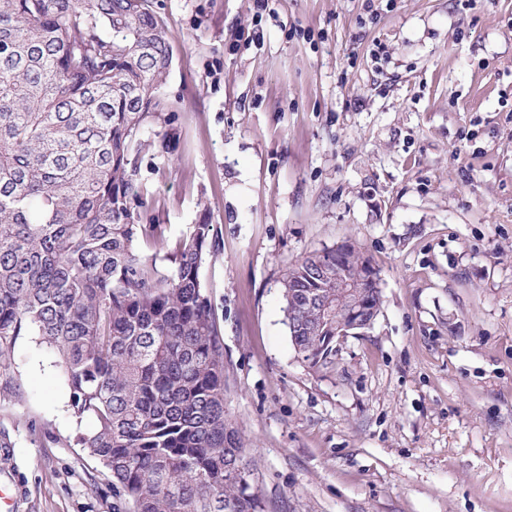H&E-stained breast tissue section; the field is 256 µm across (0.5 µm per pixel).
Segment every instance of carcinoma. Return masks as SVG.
Segmentation results:
<instances>
[{"label":"carcinoma","mask_w":512,"mask_h":512,"mask_svg":"<svg viewBox=\"0 0 512 512\" xmlns=\"http://www.w3.org/2000/svg\"><path fill=\"white\" fill-rule=\"evenodd\" d=\"M173 63L152 0H0V366L21 336L58 358L69 443L105 470L130 512H267L249 449L224 413L221 327L200 279L214 225L165 255L138 247L137 135L162 109ZM283 278L288 301L309 281ZM331 362L336 318L299 336Z\"/></svg>","instance_id":"obj_1"}]
</instances>
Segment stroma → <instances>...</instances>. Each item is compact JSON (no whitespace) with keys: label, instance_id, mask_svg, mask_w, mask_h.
I'll return each mask as SVG.
<instances>
[{"label":"stroma","instance_id":"35a3bbf8","mask_svg":"<svg viewBox=\"0 0 512 512\" xmlns=\"http://www.w3.org/2000/svg\"><path fill=\"white\" fill-rule=\"evenodd\" d=\"M174 60L144 120L140 247L217 228L200 269L224 409L269 512H512V0H156ZM349 241L372 326L296 354L282 279ZM55 357L0 368L9 512H128Z\"/></svg>","mask_w":512,"mask_h":512}]
</instances>
